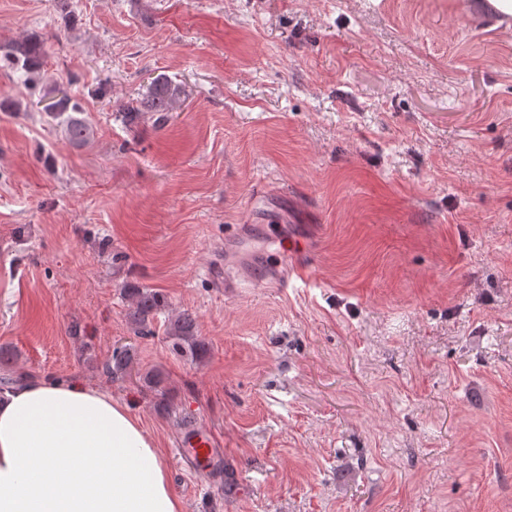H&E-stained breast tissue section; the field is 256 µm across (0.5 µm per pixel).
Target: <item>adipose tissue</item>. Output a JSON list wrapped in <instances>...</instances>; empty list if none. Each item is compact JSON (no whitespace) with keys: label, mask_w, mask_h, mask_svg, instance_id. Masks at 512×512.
<instances>
[{"label":"adipose tissue","mask_w":512,"mask_h":512,"mask_svg":"<svg viewBox=\"0 0 512 512\" xmlns=\"http://www.w3.org/2000/svg\"><path fill=\"white\" fill-rule=\"evenodd\" d=\"M0 512H183L165 458L122 402L76 383L0 393Z\"/></svg>","instance_id":"1"}]
</instances>
